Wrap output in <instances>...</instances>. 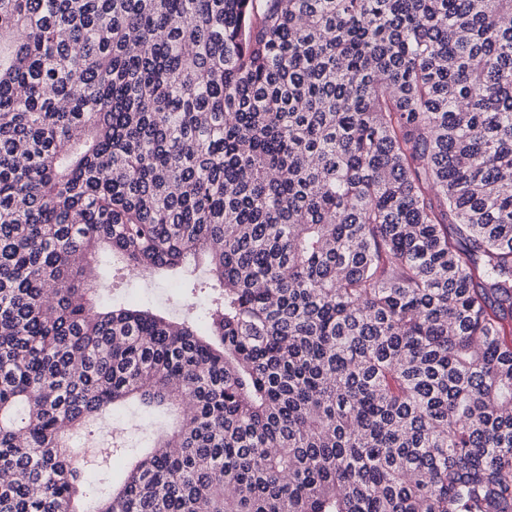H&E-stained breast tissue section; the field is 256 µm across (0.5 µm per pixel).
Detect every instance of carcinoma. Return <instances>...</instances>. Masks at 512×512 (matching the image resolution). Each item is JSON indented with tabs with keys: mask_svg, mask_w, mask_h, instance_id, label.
<instances>
[{
	"mask_svg": "<svg viewBox=\"0 0 512 512\" xmlns=\"http://www.w3.org/2000/svg\"><path fill=\"white\" fill-rule=\"evenodd\" d=\"M507 321L512 0H0V512H512ZM128 281L127 285L123 290L126 304L133 307H145L150 303H165L170 300V307L178 310V293L175 288H171L170 285L160 284L154 279L151 282L141 281L138 276L128 275L126 277ZM175 418V412L169 409L159 408L149 414L137 402H130L121 413L102 419L88 438L84 452L98 443L104 444L101 448L110 447L112 433L123 436L130 449L148 446L157 434L172 426Z\"/></svg>",
	"mask_w": 512,
	"mask_h": 512,
	"instance_id": "1",
	"label": "carcinoma"
}]
</instances>
